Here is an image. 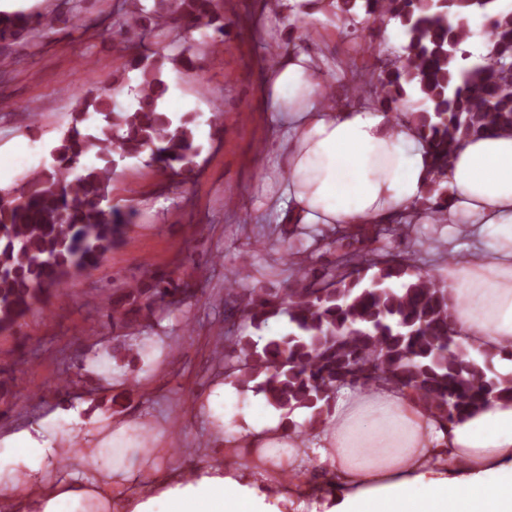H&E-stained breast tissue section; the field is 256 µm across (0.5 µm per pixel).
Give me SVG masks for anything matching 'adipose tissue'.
<instances>
[{"mask_svg":"<svg viewBox=\"0 0 512 512\" xmlns=\"http://www.w3.org/2000/svg\"><path fill=\"white\" fill-rule=\"evenodd\" d=\"M320 65L289 52L264 84L288 122L282 222L383 224L413 212L439 181L450 238L470 242L444 278L455 339L479 357L512 349V128L461 139L437 172L409 116L388 121L366 100L325 107ZM240 398L219 386L203 411L216 423L212 440L246 467L145 461L133 489L125 428L103 424L83 441L78 472L59 475L51 462L61 439L39 426L0 437V499L12 512H283L319 496L320 482L291 478L314 452L333 484L328 512H512V400L490 399L446 425L406 389L349 386L301 440L264 396L243 410Z\"/></svg>","mask_w":512,"mask_h":512,"instance_id":"ef3b65f1","label":"adipose tissue"}]
</instances>
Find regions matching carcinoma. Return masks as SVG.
Instances as JSON below:
<instances>
[{
	"instance_id": "obj_1",
	"label": "carcinoma",
	"mask_w": 512,
	"mask_h": 512,
	"mask_svg": "<svg viewBox=\"0 0 512 512\" xmlns=\"http://www.w3.org/2000/svg\"><path fill=\"white\" fill-rule=\"evenodd\" d=\"M353 31L394 19L404 30V53L387 54L368 77L351 84L354 96L380 101L399 114L401 102L419 98L412 113L434 166L448 165L456 142L512 127V9L503 0H333ZM141 0H125L123 27L129 41L166 35L177 16L195 30L224 34V0H170L154 10L153 26L142 24ZM488 17L490 46L482 62L464 65L461 49L473 36L468 18ZM56 18L0 11V42L21 33H45ZM169 58L140 55L137 102L119 104L103 86L75 99L72 125L51 151L50 167L1 189L0 332L10 330L51 289L97 265L124 224L112 206L114 156L152 160L173 177L190 172L196 155L191 120L176 119L162 99L169 86L163 69ZM439 220L448 208V189L435 184L423 202ZM413 224H375L374 239L409 236ZM363 229L337 230L315 238L320 248L342 250L322 271L302 268L282 295L263 288L240 289L250 276L244 259L224 275L228 299L224 322L241 318L260 328L288 316V332L269 336L263 346L224 332L212 360L224 376L264 394L278 410L301 408L321 418L345 386L378 382L413 391L448 423L491 398L512 399V373L489 374L485 365L452 335L445 284L398 252H362ZM188 296L164 273L140 286L131 281L112 293L106 317L127 330L141 318L182 304Z\"/></svg>"
}]
</instances>
